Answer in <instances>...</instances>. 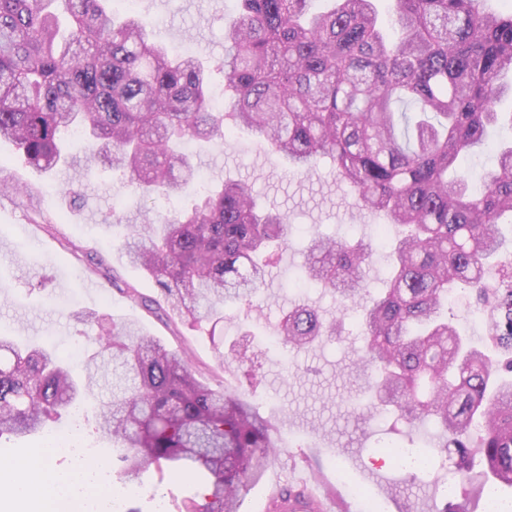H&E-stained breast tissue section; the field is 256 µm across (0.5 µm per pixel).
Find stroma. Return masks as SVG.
<instances>
[{
	"mask_svg": "<svg viewBox=\"0 0 512 512\" xmlns=\"http://www.w3.org/2000/svg\"><path fill=\"white\" fill-rule=\"evenodd\" d=\"M236 10L234 0H138L136 7L140 18L176 51L197 52L215 62L224 58V20ZM73 154L74 166L43 172L26 164L11 141L0 140V175L26 186L24 194L0 196V333L21 343L49 337L65 356L96 336V328L78 319L94 310L117 322L135 323L169 348L188 350L205 383L222 385L278 427V456L260 485L244 497L240 512H264L270 493L292 486L297 472L331 492L346 512H355L354 499L336 480L339 464L385 512H440L447 506L483 512L492 490L503 500L512 499V487L488 478L481 464L460 474L450 451H439L436 470L411 485L407 471L389 470L372 455L382 439L412 447L438 434L428 422L397 432L393 414H358L364 384L357 364L363 345L358 312L340 310L330 291L292 280L303 261L302 245L317 231L370 243L371 293H378L388 276L389 240L379 233L382 216L354 206L329 160H321L311 173L290 174L283 159L268 154L245 129L196 148L194 159L208 183L248 180L261 206L286 212L293 223L292 241L272 269L261 301L225 308L223 323L211 331L176 318L158 319L122 294L129 283L144 297L161 296L155 282L130 266L121 249L125 227L140 222L144 202L121 173L91 162L88 149L79 146ZM73 183L81 191L76 201L64 194ZM45 215L56 217V225L42 224ZM89 281L97 282L99 291L86 290ZM303 304L325 319L342 318L341 334L307 349L269 350L268 337L289 310ZM219 347L224 350L220 364L215 361ZM111 398V384H102L92 391L82 420L66 414L49 426L53 436H79L93 448V458L70 453L49 458L43 452L44 436L5 435L0 437V467L25 465L35 480L77 467L95 469L100 459L112 456V443L100 436L95 421L97 407ZM200 488L194 479L163 480L153 471L134 492H124L119 479L111 481L112 491L124 496L126 512H156L161 506L177 512L181 501L197 496Z\"/></svg>",
	"mask_w": 512,
	"mask_h": 512,
	"instance_id": "1",
	"label": "stroma"
}]
</instances>
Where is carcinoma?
Masks as SVG:
<instances>
[{
    "label": "carcinoma",
    "instance_id": "1",
    "mask_svg": "<svg viewBox=\"0 0 512 512\" xmlns=\"http://www.w3.org/2000/svg\"><path fill=\"white\" fill-rule=\"evenodd\" d=\"M224 21L215 68L172 55L135 16L108 0H0V138L44 171L66 163L62 134L81 130L90 151L128 174L142 199L172 201L198 182L187 140L245 128L265 150L310 173L330 159L356 204L380 213L390 242L386 288L360 309L359 367L373 374L366 408L391 407L409 426L435 422L457 468L472 453L512 486V271L488 275L512 223V139L474 193L458 165L486 144L512 94V13L483 0H392L390 37L374 0H238ZM224 104H209L214 71ZM191 207L126 225L122 249L190 325L224 321V306L253 304L276 252L288 246V215L257 205L243 179L194 194ZM371 245L312 239L299 279L336 293L341 310L368 287ZM492 292L490 358L448 320V299ZM304 305L279 330L301 348L334 333ZM77 366L41 347L0 336V436L30 434L68 411L107 367L126 384L96 414L116 445L120 475L201 473L200 499L181 512H239L277 454V427L248 402L196 377L186 353L128 324L90 340Z\"/></svg>",
    "mask_w": 512,
    "mask_h": 512
}]
</instances>
